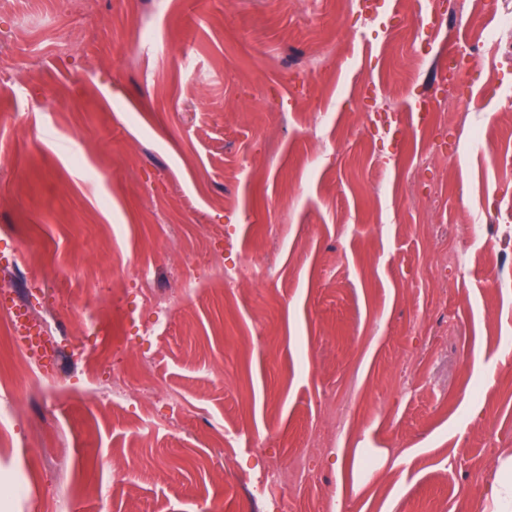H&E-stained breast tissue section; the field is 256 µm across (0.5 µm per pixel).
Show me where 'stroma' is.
I'll return each instance as SVG.
<instances>
[{"label": "stroma", "mask_w": 512, "mask_h": 512, "mask_svg": "<svg viewBox=\"0 0 512 512\" xmlns=\"http://www.w3.org/2000/svg\"><path fill=\"white\" fill-rule=\"evenodd\" d=\"M385 0L364 21L356 0H15L0 10V263L21 256L0 300V468L17 512H482L499 458L512 455V57L488 49L422 132L358 133L384 84L398 110L436 90L455 42L489 11L425 30ZM168 42L158 55L140 29ZM82 51L58 58L55 35ZM188 49L187 60L177 53ZM432 152L430 167L419 156ZM479 235H471L473 222ZM277 277L223 288L188 268L242 260ZM149 268L146 306L129 268ZM70 291L61 323L115 308L123 351L69 370L45 363L54 392L13 374L24 350L8 326ZM168 320L147 340L144 324ZM182 393L90 410L114 373ZM151 432L140 464L123 452ZM265 448L254 455L255 442ZM340 448L386 456L361 490ZM281 468L288 492L253 498L248 480ZM122 467L113 480L114 467Z\"/></svg>", "instance_id": "1"}]
</instances>
